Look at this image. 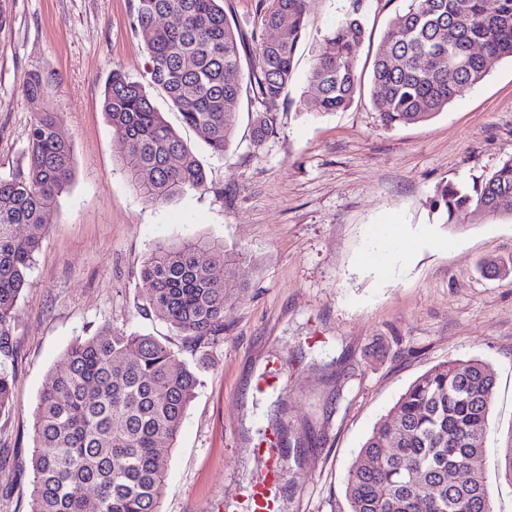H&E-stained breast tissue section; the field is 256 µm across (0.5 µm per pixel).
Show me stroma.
I'll return each mask as SVG.
<instances>
[{"mask_svg": "<svg viewBox=\"0 0 512 512\" xmlns=\"http://www.w3.org/2000/svg\"><path fill=\"white\" fill-rule=\"evenodd\" d=\"M137 0H9L0 27V175L24 166L35 113L61 118L72 181L47 215L31 285L15 314L13 406L0 415V512H28L33 411L77 338L104 325L149 334L179 349L201 381L172 451L162 512H247L239 488L263 469L251 449L264 428L289 426L300 450L283 456L280 512H347L345 479L374 426L432 367L477 359L495 373L484 468L494 512H512V486L497 477L512 428V274L487 278L486 257L512 259V219L445 224L441 186L492 171L512 156V60L433 119L396 129L381 122L370 75L384 32L404 0H365L368 30L355 67L361 90L344 111L316 116L303 101L322 35L349 0H308L307 36L278 127L252 143L259 104L244 88L224 156L183 124L164 93L150 96L203 166L200 191L154 206L128 186L123 140L101 91L113 70L145 78L133 28ZM244 33V71L257 55L259 0H224ZM48 74V95L22 93ZM396 224L404 253L373 249L370 227ZM204 235L242 252L248 287L211 345L192 347L141 311L144 256L158 243ZM377 253L385 275L366 263ZM277 373L259 391L264 374Z\"/></svg>", "mask_w": 512, "mask_h": 512, "instance_id": "1", "label": "stroma"}]
</instances>
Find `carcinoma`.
Wrapping results in <instances>:
<instances>
[{"label": "carcinoma", "mask_w": 512, "mask_h": 512, "mask_svg": "<svg viewBox=\"0 0 512 512\" xmlns=\"http://www.w3.org/2000/svg\"><path fill=\"white\" fill-rule=\"evenodd\" d=\"M261 34L250 86L253 145L277 131L295 56L306 31L308 0H262ZM363 0H350L321 39L309 70L316 114L348 109L360 88L353 67L363 41ZM388 26L372 67L373 101L383 125L425 122L486 75L485 58L512 59V0H406ZM173 17L176 23L166 19ZM135 29L147 54L148 84L121 70L105 82L102 108L124 140L121 164L130 189L160 206L203 190L199 162L154 107L163 91L185 125L224 155L242 91L236 23L223 0H138ZM276 31L269 39L267 33ZM479 45L484 54L472 51ZM48 77L33 72L23 94L41 99ZM72 177V150L55 112L28 129L26 165L0 177V415L11 408L14 314L41 242L45 217ZM438 203L446 223L474 214L512 215V157L462 187L448 183ZM24 225L28 234H18ZM224 269L217 278L214 270ZM140 276L142 311L194 346L224 334L234 292L247 287L245 260L218 240L185 238L152 248ZM196 373L181 352L155 337L106 325L62 355L34 410L29 512H161L172 450L195 398ZM495 377L477 359L452 360L419 376L380 418L348 472V512H493L482 457ZM501 475L512 483V430ZM94 489L87 497L82 490Z\"/></svg>", "instance_id": "1"}]
</instances>
